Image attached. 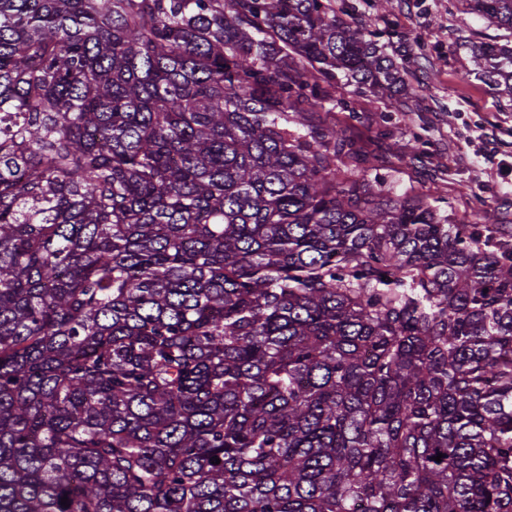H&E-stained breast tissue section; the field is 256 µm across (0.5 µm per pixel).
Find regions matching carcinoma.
<instances>
[{
	"mask_svg": "<svg viewBox=\"0 0 512 512\" xmlns=\"http://www.w3.org/2000/svg\"><path fill=\"white\" fill-rule=\"evenodd\" d=\"M341 78L406 84L332 0H0V512H512L507 230L362 180Z\"/></svg>",
	"mask_w": 512,
	"mask_h": 512,
	"instance_id": "carcinoma-1",
	"label": "carcinoma"
}]
</instances>
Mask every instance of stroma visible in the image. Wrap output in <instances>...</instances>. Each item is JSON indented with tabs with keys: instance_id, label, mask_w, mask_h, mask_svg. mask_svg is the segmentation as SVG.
<instances>
[{
	"instance_id": "1",
	"label": "stroma",
	"mask_w": 512,
	"mask_h": 512,
	"mask_svg": "<svg viewBox=\"0 0 512 512\" xmlns=\"http://www.w3.org/2000/svg\"><path fill=\"white\" fill-rule=\"evenodd\" d=\"M343 19L367 23L396 61H408L406 99L338 86L327 119L367 161L361 177L392 196L415 195L456 224L485 208L512 226V96L476 79L473 46L505 32L465 14V0H334Z\"/></svg>"
}]
</instances>
